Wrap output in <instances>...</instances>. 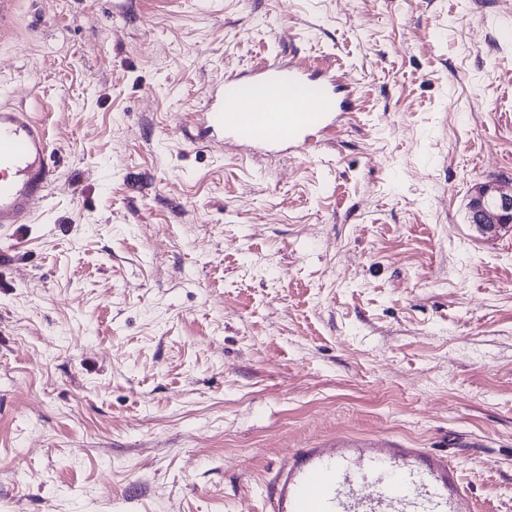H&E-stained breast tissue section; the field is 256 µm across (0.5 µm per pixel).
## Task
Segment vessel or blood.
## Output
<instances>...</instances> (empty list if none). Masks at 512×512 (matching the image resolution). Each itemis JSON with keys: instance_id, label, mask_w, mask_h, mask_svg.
<instances>
[{"instance_id": "b4317fda", "label": "vessel or blood", "mask_w": 512, "mask_h": 512, "mask_svg": "<svg viewBox=\"0 0 512 512\" xmlns=\"http://www.w3.org/2000/svg\"><path fill=\"white\" fill-rule=\"evenodd\" d=\"M357 93L332 67L277 56L208 89L198 140L249 154L300 153L335 132ZM51 146L32 113L0 104V225L25 224L55 180ZM271 512H471L447 456L425 448L337 437L298 448L269 488Z\"/></svg>"}]
</instances>
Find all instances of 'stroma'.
<instances>
[{
  "mask_svg": "<svg viewBox=\"0 0 512 512\" xmlns=\"http://www.w3.org/2000/svg\"><path fill=\"white\" fill-rule=\"evenodd\" d=\"M294 52L356 83L339 132L192 141ZM1 102L58 178L0 227V512H269L339 435L512 512V229L468 222L512 187V0H0ZM468 202L469 223L485 234H496L512 224V190L489 181L476 185Z\"/></svg>",
  "mask_w": 512,
  "mask_h": 512,
  "instance_id": "35a3bbf8",
  "label": "stroma"
}]
</instances>
